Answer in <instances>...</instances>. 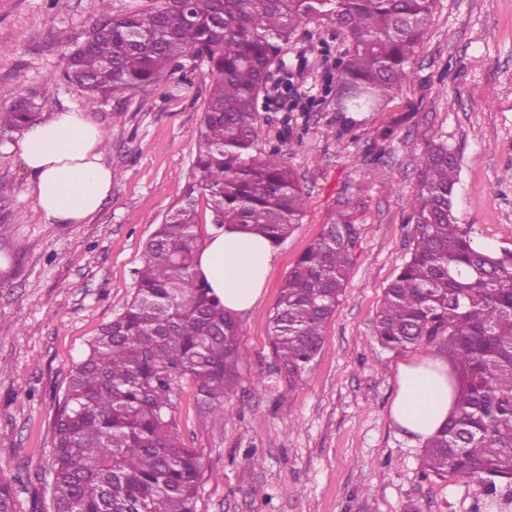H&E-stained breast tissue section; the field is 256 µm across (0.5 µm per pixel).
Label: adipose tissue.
<instances>
[{"label": "adipose tissue", "instance_id": "1", "mask_svg": "<svg viewBox=\"0 0 512 512\" xmlns=\"http://www.w3.org/2000/svg\"><path fill=\"white\" fill-rule=\"evenodd\" d=\"M103 139L100 126L81 111L58 112L25 129L17 150L31 175L34 204L47 220L82 223L108 198L112 169L103 161ZM275 256L276 247L266 236L228 225L206 241L195 273L226 310L243 312L262 296ZM453 409L446 360L427 356L399 366L390 417L406 436L427 439L446 424Z\"/></svg>", "mask_w": 512, "mask_h": 512}]
</instances>
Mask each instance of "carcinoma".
<instances>
[{"label": "carcinoma", "instance_id": "obj_1", "mask_svg": "<svg viewBox=\"0 0 512 512\" xmlns=\"http://www.w3.org/2000/svg\"><path fill=\"white\" fill-rule=\"evenodd\" d=\"M106 20L67 54L62 77L85 104L131 93L195 57L209 66L193 164L180 196L145 245L137 288L73 369L55 419V512H195L201 453L182 441L177 384L222 413L247 359L234 315L194 272L203 243L198 202L218 228L237 225L280 244L302 215L305 196L280 153L266 149L258 99L298 27L336 25L351 42L340 62L336 112H377L407 77L435 0H147ZM29 98L0 109V128L37 121ZM456 153L430 143L420 160L410 259L385 288L374 324L388 350L434 345L446 352L455 410L426 441V479L464 478L495 498L512 493V249H476L455 213ZM359 226L340 214L297 260L270 322L278 373L288 387L323 344L340 302ZM0 481V512H15Z\"/></svg>", "mask_w": 512, "mask_h": 512}]
</instances>
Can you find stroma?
I'll list each match as a JSON object with an SVG mask.
<instances>
[{"mask_svg": "<svg viewBox=\"0 0 512 512\" xmlns=\"http://www.w3.org/2000/svg\"><path fill=\"white\" fill-rule=\"evenodd\" d=\"M99 0H0V87L32 98L41 118L85 108L61 80L68 50L102 23ZM350 48L335 25L302 24L259 97L269 144L293 137L283 162L306 196L278 246L257 304L238 314L248 358L222 413H204L191 380L179 384L183 442L203 456L196 512H512L474 484L420 473L422 443L390 417L400 364L431 346L383 349L373 337L385 288L410 257V199L421 154L447 141L460 163L455 208L473 243L512 248V0H436L397 92L339 134L333 102ZM208 66H181L89 117L109 137L112 190L81 224H54L30 195L16 131H0V479L17 512H54L53 422L70 374L100 328L131 302L145 244L181 190L195 156ZM348 213L360 239L346 288L315 359L295 383L276 370L271 315L296 260L326 224Z\"/></svg>", "mask_w": 512, "mask_h": 512, "instance_id": "35a3bbf8", "label": "stroma"}]
</instances>
